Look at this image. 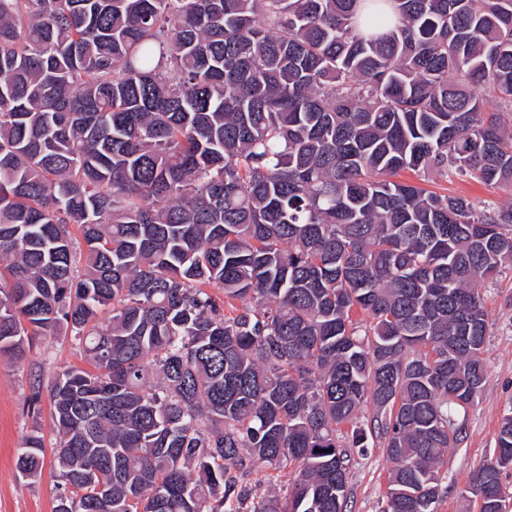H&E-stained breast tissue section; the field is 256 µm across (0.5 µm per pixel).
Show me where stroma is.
<instances>
[{"label":"stroma","instance_id":"stroma-1","mask_svg":"<svg viewBox=\"0 0 512 512\" xmlns=\"http://www.w3.org/2000/svg\"><path fill=\"white\" fill-rule=\"evenodd\" d=\"M425 189L467 197L477 204H507V194L469 179L431 176ZM489 336L484 360L487 378L481 395L464 417V440L448 451V470L436 512H478L467 487L472 474L490 458L500 421L512 409V269L503 270L485 285ZM89 368L77 340L67 333L31 337L25 358H0V512H54L59 479L53 463H46L35 478L21 477L16 457L23 438L33 432L44 438L46 455H53L56 434L49 395L38 404L30 399L40 379L56 366ZM348 512H380L387 492L391 463L381 439L372 437L363 452L352 455Z\"/></svg>","mask_w":512,"mask_h":512}]
</instances>
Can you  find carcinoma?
I'll return each mask as SVG.
<instances>
[{
    "label": "carcinoma",
    "mask_w": 512,
    "mask_h": 512,
    "mask_svg": "<svg viewBox=\"0 0 512 512\" xmlns=\"http://www.w3.org/2000/svg\"><path fill=\"white\" fill-rule=\"evenodd\" d=\"M401 170L512 197V0H0V356L65 329L93 366L47 377L55 512H345V424L381 512H436L512 201ZM509 467L512 408L479 512ZM395 180L415 182L423 188L437 192L438 194L466 196L476 204L491 203L494 207L508 205L509 196L496 188H486L478 185L470 179H444L433 175L426 182L418 181L411 173H401ZM352 449L347 512H381L387 492V476L392 464L380 438L370 436L363 452Z\"/></svg>",
    "instance_id": "obj_1"
}]
</instances>
